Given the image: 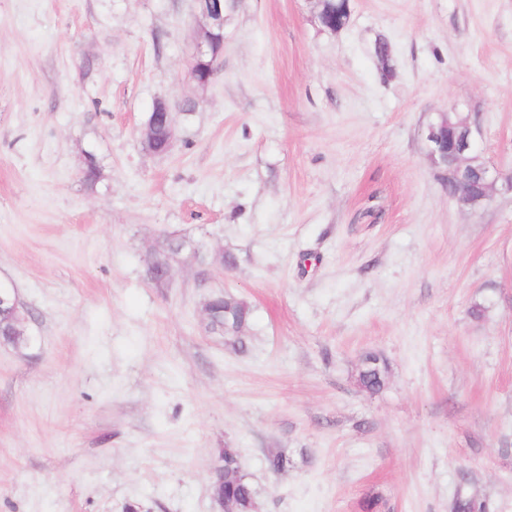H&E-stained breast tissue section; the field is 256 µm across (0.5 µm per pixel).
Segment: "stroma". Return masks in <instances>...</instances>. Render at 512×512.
I'll return each mask as SVG.
<instances>
[{"label": "stroma", "mask_w": 512, "mask_h": 512, "mask_svg": "<svg viewBox=\"0 0 512 512\" xmlns=\"http://www.w3.org/2000/svg\"><path fill=\"white\" fill-rule=\"evenodd\" d=\"M350 6L334 34L237 0L201 87L195 0H0V283L30 337L0 346V512H218L226 447L256 512H512V192L461 206L422 135L467 116L512 174V0ZM168 236L203 258L154 283ZM209 290L251 307L246 352ZM161 110H163V113L165 116V136H166V143H167L169 149L171 148L172 142L175 138V122H174L170 107L163 100L155 101L154 109H153V111L149 112V116L144 125L143 131H142V137H141V143L143 145V148L147 152L153 153V154H160L153 147V138H154L153 131L155 128L158 113ZM364 361L368 364L363 365L358 374V383L361 388L368 392H377L385 384L388 365L379 355L369 353Z\"/></svg>", "instance_id": "35a3bbf8"}]
</instances>
